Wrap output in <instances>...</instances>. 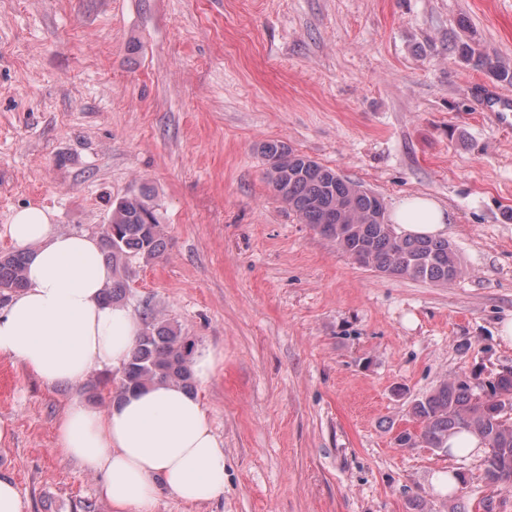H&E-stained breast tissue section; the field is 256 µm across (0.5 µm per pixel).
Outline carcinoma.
<instances>
[{"instance_id":"carcinoma-1","label":"carcinoma","mask_w":512,"mask_h":512,"mask_svg":"<svg viewBox=\"0 0 512 512\" xmlns=\"http://www.w3.org/2000/svg\"><path fill=\"white\" fill-rule=\"evenodd\" d=\"M459 55L483 66L500 82L512 84V67L476 53L469 44ZM258 152L267 164L265 179L300 220L322 237L336 243L359 266L391 276L447 284L462 273L459 255L448 240L411 238L398 234L393 225L379 219L382 200L344 179L335 170L300 154L278 140L263 142ZM347 201L360 218L357 224L331 221L339 202ZM100 244L112 280L103 298L110 303L125 299L128 268L133 259L149 261L165 248L164 229L150 194H130L112 205ZM27 256L20 250L0 253V300L25 287ZM144 327L130 360L121 370L116 396L152 385L176 383L194 387L191 370L196 342L182 330L157 318L149 307L142 311ZM512 407V371L490 379L462 376L441 383L416 398L409 416L417 430L401 431L395 438L400 448L425 447L448 452V438L463 431L474 434L484 447L483 466L495 486L512 485V420L504 408Z\"/></svg>"}]
</instances>
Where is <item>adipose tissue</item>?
Masks as SVG:
<instances>
[{"label": "adipose tissue", "mask_w": 512, "mask_h": 512, "mask_svg": "<svg viewBox=\"0 0 512 512\" xmlns=\"http://www.w3.org/2000/svg\"><path fill=\"white\" fill-rule=\"evenodd\" d=\"M449 220L441 204L421 195L391 209L402 236L445 235ZM6 234L28 260L25 288L0 311V355L50 384L122 369L141 325L130 309L103 299L112 272L98 238L59 231L38 206L17 210ZM58 446L101 474L115 512H152L162 491L196 504L224 494V449L199 397L176 386L129 392L105 409L70 405L58 423Z\"/></svg>", "instance_id": "obj_1"}]
</instances>
